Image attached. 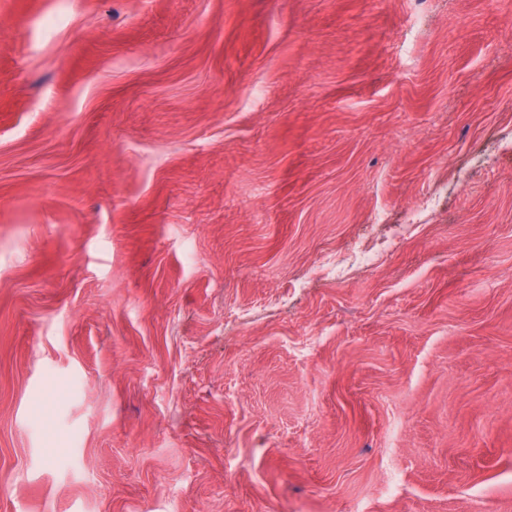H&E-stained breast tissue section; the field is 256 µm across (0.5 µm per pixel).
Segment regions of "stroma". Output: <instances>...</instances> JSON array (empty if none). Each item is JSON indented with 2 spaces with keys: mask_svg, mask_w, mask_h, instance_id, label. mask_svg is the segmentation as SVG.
I'll return each mask as SVG.
<instances>
[{
  "mask_svg": "<svg viewBox=\"0 0 512 512\" xmlns=\"http://www.w3.org/2000/svg\"><path fill=\"white\" fill-rule=\"evenodd\" d=\"M0 512H512V0H0Z\"/></svg>",
  "mask_w": 512,
  "mask_h": 512,
  "instance_id": "1",
  "label": "stroma"
}]
</instances>
